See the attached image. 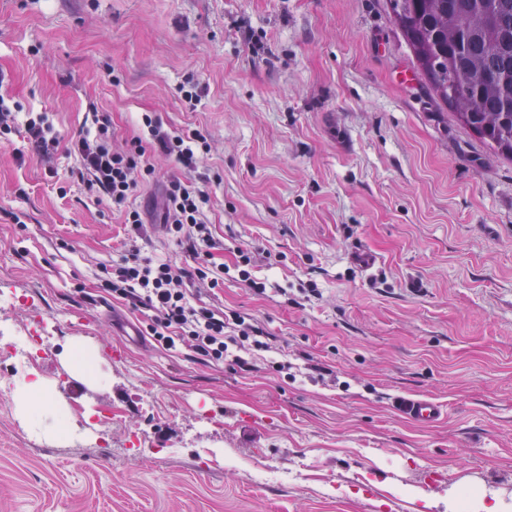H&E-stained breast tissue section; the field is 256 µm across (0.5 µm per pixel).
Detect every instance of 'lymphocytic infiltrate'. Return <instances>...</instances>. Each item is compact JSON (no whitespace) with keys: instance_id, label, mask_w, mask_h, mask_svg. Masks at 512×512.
<instances>
[{"instance_id":"lymphocytic-infiltrate-1","label":"lymphocytic infiltrate","mask_w":512,"mask_h":512,"mask_svg":"<svg viewBox=\"0 0 512 512\" xmlns=\"http://www.w3.org/2000/svg\"><path fill=\"white\" fill-rule=\"evenodd\" d=\"M86 120V133L65 142L46 113H29L24 125H17L14 109L0 96V135L23 128L32 150L43 156L65 146L77 158L78 175L87 189L103 195L120 212L134 241L146 234L147 222L144 214L129 207L127 201L140 185L153 180V157L190 168L199 154L207 152V139L197 129L165 131L156 113L145 112L140 122L147 137L118 145L112 139L110 113L95 110L87 114ZM207 202L206 193L199 187L177 177L168 180L162 191L159 224L167 236L186 245L193 265L146 256L132 244L113 261L101 286L113 299L145 314V330L157 347L174 350L185 346L201 360L244 369L248 366L242 356L246 347H268L263 328L240 313L227 314L216 307L193 304L187 290L196 282L212 289L224 283L223 267L203 260L215 246L202 220Z\"/></svg>"}]
</instances>
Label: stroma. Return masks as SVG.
Listing matches in <instances>:
<instances>
[{
	"label": "stroma",
	"instance_id": "35a3bbf8",
	"mask_svg": "<svg viewBox=\"0 0 512 512\" xmlns=\"http://www.w3.org/2000/svg\"><path fill=\"white\" fill-rule=\"evenodd\" d=\"M0 95L66 139L93 106L119 144L146 136L143 112L202 131L195 168L157 160L131 202L153 209L173 177L208 193L229 271L190 292L271 344L243 371L128 342L144 317L101 287L119 213L77 181L57 193L65 149L11 136L0 325L36 336L54 406L35 427L0 393V512H445L461 488L512 512V160L432 92L389 0H0ZM77 344L93 377L69 368ZM399 395L449 414L418 425ZM258 448L277 481H255Z\"/></svg>",
	"mask_w": 512,
	"mask_h": 512
}]
</instances>
